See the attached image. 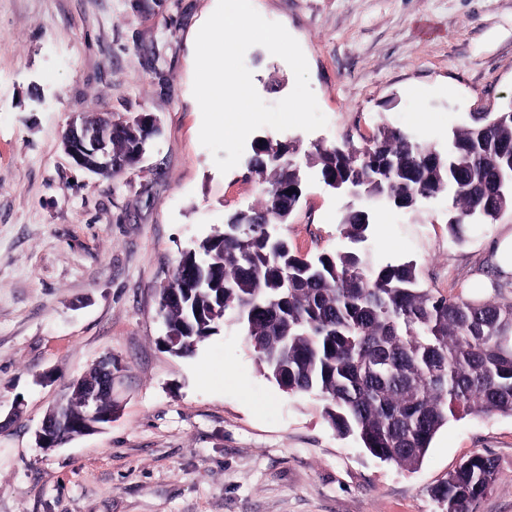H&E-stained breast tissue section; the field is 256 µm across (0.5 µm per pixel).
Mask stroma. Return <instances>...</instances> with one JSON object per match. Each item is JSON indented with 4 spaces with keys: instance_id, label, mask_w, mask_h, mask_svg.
<instances>
[{
    "instance_id": "35a3bbf8",
    "label": "stroma",
    "mask_w": 512,
    "mask_h": 512,
    "mask_svg": "<svg viewBox=\"0 0 512 512\" xmlns=\"http://www.w3.org/2000/svg\"><path fill=\"white\" fill-rule=\"evenodd\" d=\"M217 0H0V512H441L431 491L469 456L497 462L475 512H512V416L450 420L413 471L328 424L312 395L260 371L243 330L223 325L178 357L157 290L182 251L260 200L242 162L220 173L199 141L193 36ZM297 39L325 128L257 130L299 150L362 144L388 120L447 147L473 112L512 100V0H253ZM245 64L260 97L295 77L264 47ZM150 112L160 134L111 180L75 167L60 140L76 116ZM344 198L315 170L281 232L302 255L344 240ZM496 222L448 232V205L379 208L376 264L411 261L425 287L512 301L485 259ZM123 366L103 430L46 450L47 408L104 356Z\"/></svg>"
}]
</instances>
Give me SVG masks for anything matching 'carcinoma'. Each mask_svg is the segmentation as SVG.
Masks as SVG:
<instances>
[{
  "label": "carcinoma",
  "instance_id": "obj_1",
  "mask_svg": "<svg viewBox=\"0 0 512 512\" xmlns=\"http://www.w3.org/2000/svg\"><path fill=\"white\" fill-rule=\"evenodd\" d=\"M157 131L112 124V153L132 168L135 147ZM283 145L255 143L249 170L261 202L231 215L176 264L201 265L203 284L182 305L160 311L183 356L225 322H241L259 366L280 387L314 393L336 431L354 436L373 457L405 470L422 463L436 433L460 414L512 416V301L451 299L424 287L416 264L371 262L366 243L374 208L413 211L438 196L448 226L490 223L512 210V100L470 116L435 148L382 123L362 145L317 143L300 159ZM323 182L355 183L366 206L346 208L348 246L300 255L274 232L304 195L303 168ZM494 459L473 454L433 490L443 512H474L494 485Z\"/></svg>",
  "mask_w": 512,
  "mask_h": 512
}]
</instances>
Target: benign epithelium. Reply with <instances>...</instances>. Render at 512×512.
<instances>
[{
  "mask_svg": "<svg viewBox=\"0 0 512 512\" xmlns=\"http://www.w3.org/2000/svg\"><path fill=\"white\" fill-rule=\"evenodd\" d=\"M111 130L112 126L108 125L99 133L89 135L83 124L73 122L62 136V149L76 167L98 177L109 174L118 167L109 144ZM120 372L121 364L110 357L94 364L93 371L80 378L81 389L85 395L82 417L73 418L65 404L57 401L47 410L36 432L39 447L46 450L57 447V431L60 427L67 426L76 430L77 435L83 436L102 429L103 422L112 421V412L100 411L99 398L103 394L114 398Z\"/></svg>",
  "mask_w": 512,
  "mask_h": 512,
  "instance_id": "7a95c632",
  "label": "benign epithelium"
}]
</instances>
